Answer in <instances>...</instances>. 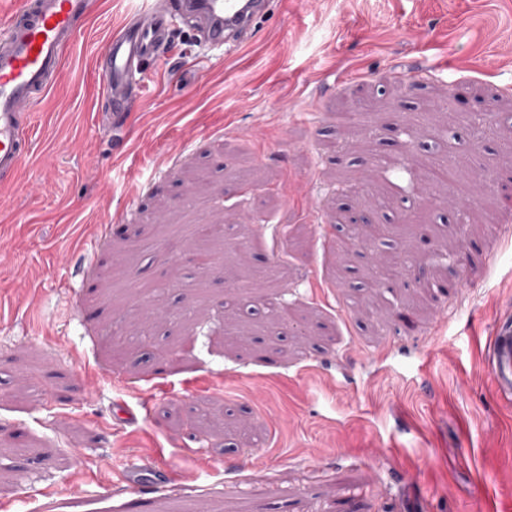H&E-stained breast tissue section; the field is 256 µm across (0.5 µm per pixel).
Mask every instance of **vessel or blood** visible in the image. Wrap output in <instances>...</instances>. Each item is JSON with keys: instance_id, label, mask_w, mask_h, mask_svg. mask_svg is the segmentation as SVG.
<instances>
[{"instance_id": "obj_1", "label": "vessel or blood", "mask_w": 512, "mask_h": 512, "mask_svg": "<svg viewBox=\"0 0 512 512\" xmlns=\"http://www.w3.org/2000/svg\"><path fill=\"white\" fill-rule=\"evenodd\" d=\"M268 4L269 0H146L113 31L99 60L102 94L112 116L130 110L136 76L143 64L163 54L172 15L195 22L202 44L237 48ZM89 14L88 0H21L0 25V178L13 177L30 157L29 108L60 81L64 51L76 40L78 21ZM488 365L498 392L512 396V319L496 324Z\"/></svg>"}]
</instances>
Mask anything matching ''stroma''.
Listing matches in <instances>:
<instances>
[{
    "instance_id": "stroma-1",
    "label": "stroma",
    "mask_w": 512,
    "mask_h": 512,
    "mask_svg": "<svg viewBox=\"0 0 512 512\" xmlns=\"http://www.w3.org/2000/svg\"><path fill=\"white\" fill-rule=\"evenodd\" d=\"M137 5L91 0L0 181V512H130L121 456L144 512H512V0H270L223 50L178 19L105 131ZM488 365L498 392L512 396V319L500 320L496 324Z\"/></svg>"
}]
</instances>
